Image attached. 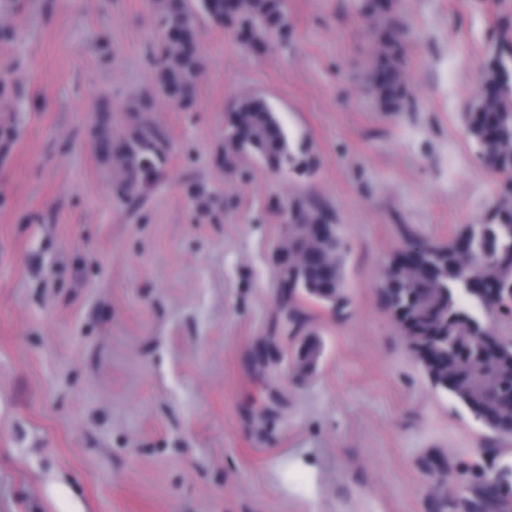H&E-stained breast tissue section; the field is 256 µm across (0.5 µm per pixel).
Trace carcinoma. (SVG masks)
<instances>
[{"instance_id": "obj_1", "label": "carcinoma", "mask_w": 512, "mask_h": 512, "mask_svg": "<svg viewBox=\"0 0 512 512\" xmlns=\"http://www.w3.org/2000/svg\"><path fill=\"white\" fill-rule=\"evenodd\" d=\"M156 29L163 64L157 69L154 93L177 102L194 87L203 67L199 48L190 51L167 40L177 31L185 40H197L198 16L224 12V0L211 7L198 0H157ZM243 10L229 25L248 32L246 40L262 42L288 30L286 0H243ZM365 15L382 19L378 36L384 49L372 65L371 88L387 112L401 111L410 100L404 79L401 41L405 27L397 16L396 0H360ZM479 90L463 114L465 132L487 169L512 171V42L507 37L493 47L479 65ZM159 134L139 130L127 143L134 146L117 163L134 175L143 160L157 157ZM224 150L233 155L250 153L270 169L305 175L311 163L295 150L266 103L257 97L240 99L224 124ZM307 215V231L294 242L298 262L280 270V281L292 287L283 292L288 322L303 323L301 299H312L334 313L349 304L344 291L345 249L341 237L322 236L315 224L336 223L335 216L318 200L294 199ZM407 257L395 255L381 288L384 308L398 321L432 384L448 392L471 410L496 436H512V338L499 335L488 324L490 312L512 314V195H498L489 218L480 224H462L444 244L407 234ZM495 471L479 462H462L448 476L462 494L443 497L438 509L461 512H512V482L494 479ZM472 496H467V493Z\"/></svg>"}]
</instances>
